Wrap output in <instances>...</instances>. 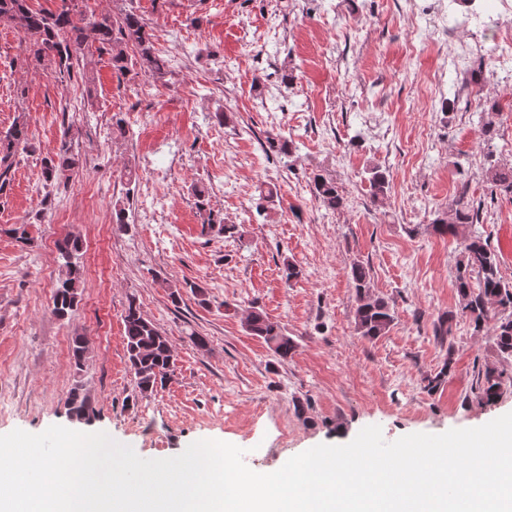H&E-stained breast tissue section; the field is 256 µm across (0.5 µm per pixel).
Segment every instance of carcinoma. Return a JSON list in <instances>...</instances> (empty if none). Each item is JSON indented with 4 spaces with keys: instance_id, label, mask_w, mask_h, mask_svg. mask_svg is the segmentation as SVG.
<instances>
[{
    "instance_id": "carcinoma-1",
    "label": "carcinoma",
    "mask_w": 512,
    "mask_h": 512,
    "mask_svg": "<svg viewBox=\"0 0 512 512\" xmlns=\"http://www.w3.org/2000/svg\"><path fill=\"white\" fill-rule=\"evenodd\" d=\"M13 28L26 44L27 66L38 67L46 62L54 67L55 78L65 83L79 75L91 84L84 58L97 51L110 56L112 70L124 74L129 71L131 58H136L144 74L156 82H166L169 73L167 60L156 52L153 33L145 19L132 9L95 13L87 0H60L54 10L36 9L31 0H0V25ZM19 150L36 151L29 135V127L20 115L6 134L0 137V191L8 181L12 167L10 159ZM79 147L75 146L71 128L63 131L58 152L45 160V181L55 184L68 178L79 162ZM487 179L500 193L512 196V164L493 162L486 170ZM369 187L373 201L384 200L390 189L386 171L373 167L369 170ZM313 192L328 210L343 205V197L336 179L322 173L313 177ZM479 223L478 212L462 201L448 214L433 219L434 229L441 235L457 239L460 258L457 262L455 288L461 312L469 316L477 333L494 322L493 345L500 359H512V285L505 282L499 271V258L487 239L468 231ZM79 237L67 235L57 242L60 258L66 272L57 283L52 296V311L65 318L78 304L81 283L80 269L72 262L80 251ZM351 275L357 293L355 312L358 333L369 340L386 335L395 321L394 302L371 293L369 269L355 263ZM453 312L438 318L435 338L443 343L452 333ZM124 333L126 349L136 388L148 396L165 386L175 364L174 351L156 325L145 318L140 307L131 301L125 310ZM246 330L271 346L277 357L285 361L296 349L294 340L285 335L280 326L259 309L249 312ZM476 398L487 403L498 400L512 389V375L489 364L474 365ZM68 412L77 419L90 416L87 398L75 390L67 401Z\"/></svg>"
}]
</instances>
